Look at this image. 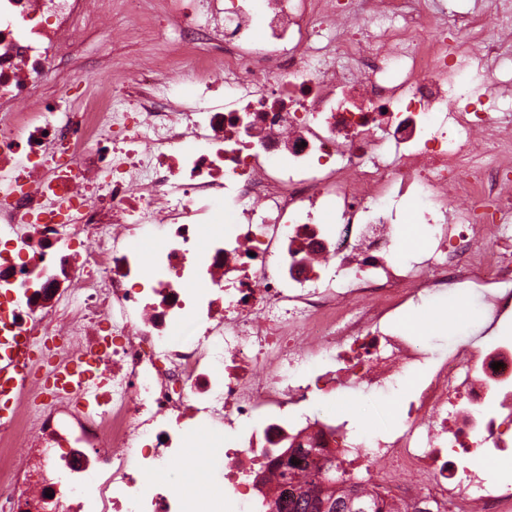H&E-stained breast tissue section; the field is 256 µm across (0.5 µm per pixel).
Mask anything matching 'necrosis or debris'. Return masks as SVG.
I'll return each instance as SVG.
<instances>
[{"instance_id":"obj_1","label":"necrosis or debris","mask_w":512,"mask_h":512,"mask_svg":"<svg viewBox=\"0 0 512 512\" xmlns=\"http://www.w3.org/2000/svg\"><path fill=\"white\" fill-rule=\"evenodd\" d=\"M492 2L0 0V335L38 350L0 399V512H250L287 455L388 502L512 512L487 465L512 452V114L464 82L512 58ZM158 12L174 36L135 80L103 58L80 109L47 95L90 29ZM394 201L424 227L406 260ZM452 284L483 327L433 360L392 326ZM100 352L88 411L56 378ZM424 362L398 428L302 408ZM211 432L216 479L189 452Z\"/></svg>"}]
</instances>
